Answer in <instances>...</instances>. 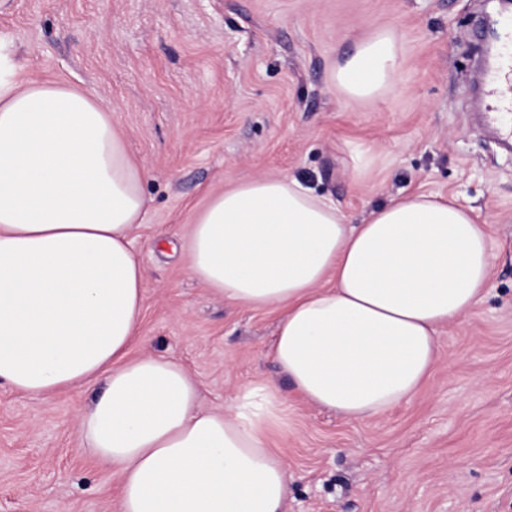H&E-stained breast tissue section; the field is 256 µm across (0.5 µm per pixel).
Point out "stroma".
Returning a JSON list of instances; mask_svg holds the SVG:
<instances>
[{"label":"stroma","mask_w":512,"mask_h":512,"mask_svg":"<svg viewBox=\"0 0 512 512\" xmlns=\"http://www.w3.org/2000/svg\"><path fill=\"white\" fill-rule=\"evenodd\" d=\"M494 0H0L17 79L67 82L112 111L146 178L132 233L146 270L130 357L182 363L210 408L246 384L288 398L269 442L285 512H512V151L479 126V28ZM386 34L389 89L349 99L334 66ZM285 175L358 224L392 198L435 193L490 226L487 292L440 335L413 399L348 422L297 396L269 355L277 314L214 295L185 262L211 194ZM76 386L0 383V512H118L120 478L89 458Z\"/></svg>","instance_id":"35a3bbf8"}]
</instances>
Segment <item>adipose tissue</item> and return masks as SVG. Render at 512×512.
<instances>
[{
  "label": "adipose tissue",
  "instance_id": "obj_1",
  "mask_svg": "<svg viewBox=\"0 0 512 512\" xmlns=\"http://www.w3.org/2000/svg\"><path fill=\"white\" fill-rule=\"evenodd\" d=\"M394 40L335 67L347 94L392 85ZM0 53V382L42 395L98 387L81 414L87 450L121 478L119 512H283L288 430L272 382L206 409L179 363L127 359L145 271L130 233L145 172L91 94L19 80ZM488 225L437 194H412L347 223L334 202L281 175L211 196L190 228V274L279 320L270 354L305 401L348 421L410 400L434 370L438 332L488 285Z\"/></svg>",
  "mask_w": 512,
  "mask_h": 512
}]
</instances>
